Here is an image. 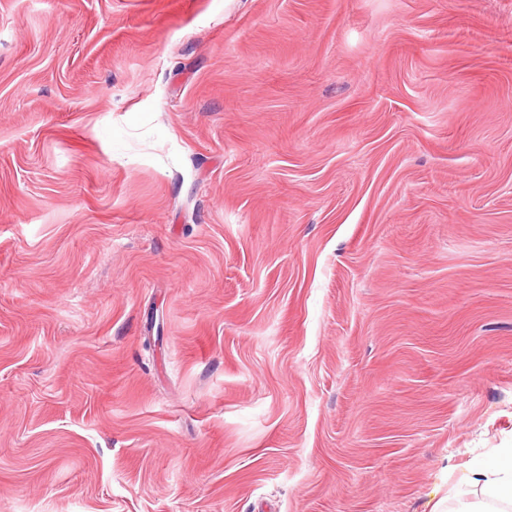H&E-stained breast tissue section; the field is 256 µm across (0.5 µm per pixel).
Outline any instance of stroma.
Listing matches in <instances>:
<instances>
[{
    "label": "stroma",
    "instance_id": "stroma-1",
    "mask_svg": "<svg viewBox=\"0 0 512 512\" xmlns=\"http://www.w3.org/2000/svg\"><path fill=\"white\" fill-rule=\"evenodd\" d=\"M512 447V0H0V512H432Z\"/></svg>",
    "mask_w": 512,
    "mask_h": 512
}]
</instances>
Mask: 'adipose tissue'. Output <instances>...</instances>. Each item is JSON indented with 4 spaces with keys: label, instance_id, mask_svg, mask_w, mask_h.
Instances as JSON below:
<instances>
[{
    "label": "adipose tissue",
    "instance_id": "1",
    "mask_svg": "<svg viewBox=\"0 0 512 512\" xmlns=\"http://www.w3.org/2000/svg\"><path fill=\"white\" fill-rule=\"evenodd\" d=\"M456 507L433 512H512V448L498 449L487 462L471 467L455 495Z\"/></svg>",
    "mask_w": 512,
    "mask_h": 512
}]
</instances>
